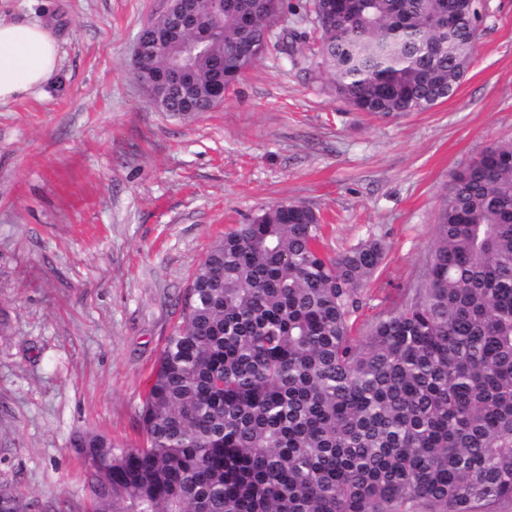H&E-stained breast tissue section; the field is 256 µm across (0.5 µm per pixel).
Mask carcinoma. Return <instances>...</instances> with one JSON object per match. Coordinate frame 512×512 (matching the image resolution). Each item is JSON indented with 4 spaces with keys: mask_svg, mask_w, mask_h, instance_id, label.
I'll list each match as a JSON object with an SVG mask.
<instances>
[{
    "mask_svg": "<svg viewBox=\"0 0 512 512\" xmlns=\"http://www.w3.org/2000/svg\"><path fill=\"white\" fill-rule=\"evenodd\" d=\"M195 0L209 40L161 110L206 112L270 48L282 0ZM336 96L381 117L451 97L478 0H312ZM136 72L175 48L151 23ZM426 270L353 334L385 247L333 255L289 201L194 270L142 407V448L74 438L94 512H504L512 507V143L452 176Z\"/></svg>",
    "mask_w": 512,
    "mask_h": 512,
    "instance_id": "1",
    "label": "carcinoma"
}]
</instances>
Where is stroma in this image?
I'll return each instance as SVG.
<instances>
[{"label":"stroma","mask_w":512,"mask_h":512,"mask_svg":"<svg viewBox=\"0 0 512 512\" xmlns=\"http://www.w3.org/2000/svg\"><path fill=\"white\" fill-rule=\"evenodd\" d=\"M288 2L282 27L307 35L294 56L268 52L222 106L182 116L130 70L163 0H0L60 47L41 96L0 106V490L22 512H90L75 433L143 446L151 374L225 231L300 201L332 254L381 240L361 330L421 279L452 173L512 142V0H480L452 97L387 118L337 99Z\"/></svg>","instance_id":"obj_1"}]
</instances>
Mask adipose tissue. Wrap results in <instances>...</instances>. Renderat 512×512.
I'll use <instances>...</instances> for the list:
<instances>
[{"mask_svg":"<svg viewBox=\"0 0 512 512\" xmlns=\"http://www.w3.org/2000/svg\"><path fill=\"white\" fill-rule=\"evenodd\" d=\"M59 64V45L48 28L0 19V105L39 93Z\"/></svg>","mask_w":512,"mask_h":512,"instance_id":"1","label":"adipose tissue"}]
</instances>
